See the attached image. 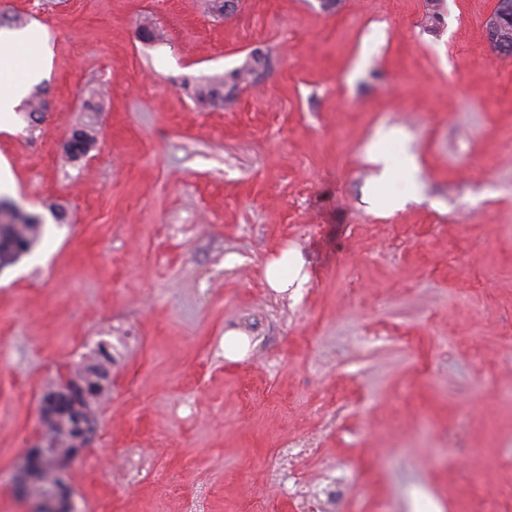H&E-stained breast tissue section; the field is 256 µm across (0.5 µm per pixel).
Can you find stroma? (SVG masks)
<instances>
[{
  "label": "stroma",
  "mask_w": 512,
  "mask_h": 512,
  "mask_svg": "<svg viewBox=\"0 0 512 512\" xmlns=\"http://www.w3.org/2000/svg\"><path fill=\"white\" fill-rule=\"evenodd\" d=\"M495 3L246 0L224 20L207 0H0V27L27 17L46 50L45 111L0 129V198L43 224L0 271V512L27 510L12 474L44 394L101 345L111 394L68 466L81 512H512ZM146 20L164 41L139 38ZM256 50L263 81L196 105ZM85 126L92 149L63 163ZM376 152L414 167L420 201L396 207ZM286 246L307 260L298 297L265 278ZM229 330L245 358H225ZM291 440L308 451L281 456ZM288 471L299 499L274 481ZM249 347L248 337L241 332L230 331L224 335V356L229 359H242Z\"/></svg>",
  "instance_id": "stroma-1"
}]
</instances>
